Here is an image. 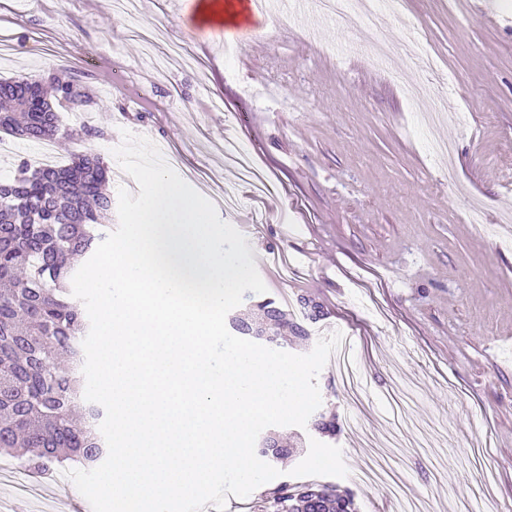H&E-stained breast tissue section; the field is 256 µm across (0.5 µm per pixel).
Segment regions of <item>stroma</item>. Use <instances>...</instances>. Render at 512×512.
Wrapping results in <instances>:
<instances>
[{
  "label": "stroma",
  "mask_w": 512,
  "mask_h": 512,
  "mask_svg": "<svg viewBox=\"0 0 512 512\" xmlns=\"http://www.w3.org/2000/svg\"><path fill=\"white\" fill-rule=\"evenodd\" d=\"M397 0L342 27L322 19L311 39L299 0H280L253 38L198 28L174 0H0V79H79L99 106L100 138L62 140L101 154L110 192L138 193L112 153L124 133L143 137L174 171L221 206L247 239L267 290L245 292L234 315L275 301L308 331L287 345L306 354L334 332L344 339L317 383L314 422L289 440L340 447L358 512H512V0ZM198 56L196 67L146 53L154 28ZM101 59L92 68V59ZM443 107L434 137L422 114ZM455 153L433 151L431 140ZM455 170L456 183L445 176ZM484 204L490 235L465 221ZM383 465L385 483L360 481ZM78 491L64 470L34 492L0 470V512H58Z\"/></svg>",
  "instance_id": "1"
}]
</instances>
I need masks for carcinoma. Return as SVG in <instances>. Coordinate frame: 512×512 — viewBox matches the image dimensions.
I'll return each mask as SVG.
<instances>
[{
    "instance_id": "1",
    "label": "carcinoma",
    "mask_w": 512,
    "mask_h": 512,
    "mask_svg": "<svg viewBox=\"0 0 512 512\" xmlns=\"http://www.w3.org/2000/svg\"><path fill=\"white\" fill-rule=\"evenodd\" d=\"M55 93L31 76L0 79V131L29 142L61 131L60 112L96 104L73 78L53 79ZM108 167L77 150L68 163L27 160L0 181V453L31 468L73 461L90 469L108 453L103 410L84 399L81 340L90 323L72 297L73 262L92 254L112 221ZM272 321L267 345H280L285 312L273 301L239 320ZM261 512H356L353 493L332 484L282 483L264 495Z\"/></svg>"
}]
</instances>
